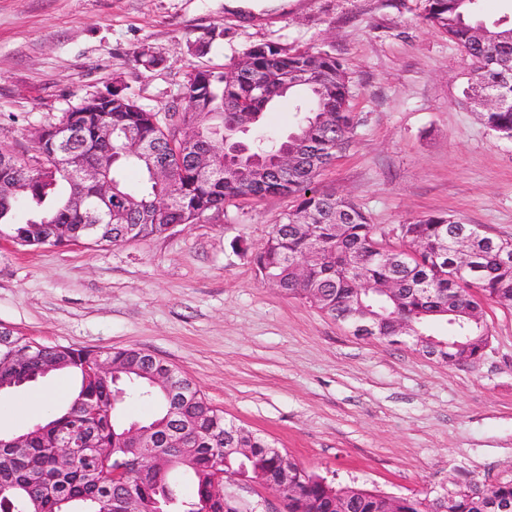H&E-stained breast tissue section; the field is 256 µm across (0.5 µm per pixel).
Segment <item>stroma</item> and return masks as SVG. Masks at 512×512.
Here are the masks:
<instances>
[{"label": "stroma", "instance_id": "1", "mask_svg": "<svg viewBox=\"0 0 512 512\" xmlns=\"http://www.w3.org/2000/svg\"><path fill=\"white\" fill-rule=\"evenodd\" d=\"M426 0H0V144L34 155V131L83 97L127 86L154 108L187 73L224 71L251 46L330 53L351 80L355 130L317 179L399 246V225L454 214L512 239V140L465 91L476 64L423 19ZM161 58L147 69L141 51ZM289 197L138 242L22 247L0 238V327L49 346L136 347L184 371L226 419L305 469L395 496L512 480V309L485 307L490 342L459 366L412 343L353 335L265 284L253 262ZM67 405L54 373L0 397V429L32 391Z\"/></svg>", "mask_w": 512, "mask_h": 512}]
</instances>
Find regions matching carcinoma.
Here are the masks:
<instances>
[{"label":"carcinoma","instance_id":"carcinoma-1","mask_svg":"<svg viewBox=\"0 0 512 512\" xmlns=\"http://www.w3.org/2000/svg\"><path fill=\"white\" fill-rule=\"evenodd\" d=\"M475 0H426L424 20L448 35L478 62L481 82L499 99L484 109L485 124L497 135L512 138V26L478 24ZM239 72L229 79L224 71L194 70L187 74L180 94L158 109L147 108L118 87L108 101L91 94L77 104L85 111V125L68 141L53 137L38 146V155L20 156L0 146L8 161L0 168V237L22 247H60L72 242L122 244L147 240L166 224H195L224 212V206L246 197L287 196L296 205L279 219L254 263L261 278L285 295L308 300L328 317L353 328L352 311L360 306L376 316L375 336L391 344L401 336H426L438 341L436 358L473 365L489 346L490 330L484 305L493 302L512 308V240L494 238L455 215H425L407 225L408 241L421 247L420 258L402 252L373 250V225L350 200L316 186L327 160L345 149L354 130L350 112L351 87L342 64L329 53L291 51L276 43L251 47L231 66ZM298 102L299 121L281 141L298 158L283 172L274 162L225 163L224 142L209 136L228 106L261 114L282 98ZM112 109L104 111V104ZM112 123L111 151L120 156L112 164V213L94 197V187L79 188L67 171H46L51 156L68 149L85 160H96L103 148L96 139V123ZM182 126L204 136L179 147L182 163L173 160L169 137ZM157 151L155 160L170 166V179H151L145 160L129 153L133 142ZM208 155L209 167L199 170L190 156ZM145 176L141 187L122 179L127 167ZM167 192L171 204L158 212L153 200ZM27 215L16 218L19 201ZM481 234L479 246L458 251L452 235ZM317 255L307 275L295 267L308 254ZM357 279L379 292L353 287ZM407 332H401V324ZM15 346H0V384L21 377L41 376L46 366L66 371L76 380L71 403L44 416L29 428L25 443H0V512H124L131 495L139 512H153L155 500L167 493L175 512H224L215 492L217 472L246 481L288 470L292 484L288 512H436V499L445 498L446 512H512V480L483 488H443L435 496L389 499L384 493L356 484H336L312 473L256 433L224 419L197 385L172 365L147 358L140 348L94 350L71 346L33 345L14 335ZM107 360L112 372L100 373ZM126 398L146 399L157 408L143 423L152 430V449L127 435L131 422L122 415L123 401H113L116 389ZM178 415L169 417L172 399ZM188 430V448H163L158 441L174 429ZM71 439L67 466H60L54 443ZM233 448H249L241 458ZM130 476L123 485L109 479L116 464ZM192 486L185 495L182 482Z\"/></svg>","mask_w":512,"mask_h":512}]
</instances>
